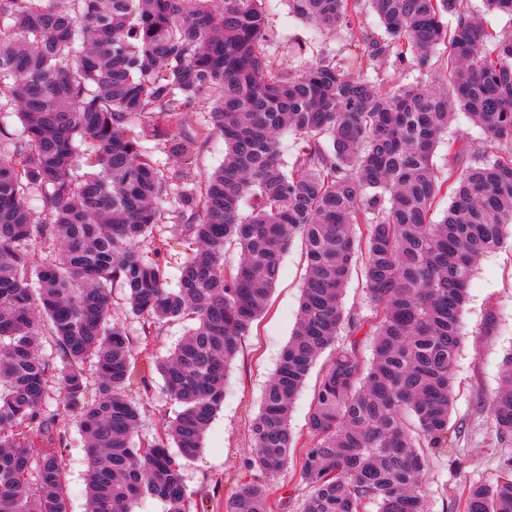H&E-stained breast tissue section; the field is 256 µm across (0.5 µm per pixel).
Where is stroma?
<instances>
[{"instance_id":"1","label":"stroma","mask_w":512,"mask_h":512,"mask_svg":"<svg viewBox=\"0 0 512 512\" xmlns=\"http://www.w3.org/2000/svg\"><path fill=\"white\" fill-rule=\"evenodd\" d=\"M270 23L281 38L305 42L302 59L310 64L320 54L338 52L342 44L337 36L312 39L308 26L290 14L286 0H278ZM304 274L301 246L296 243L282 258L280 278L265 311L242 340L229 369L224 404L206 432L204 448L184 467L185 484L202 512H225L228 498L257 480L246 465L251 454L250 426L296 324ZM462 322L463 347L457 362L452 422L459 429L453 452L464 466L456 468L445 457L431 460L423 488L428 512H458L453 487L488 484L500 473L503 451L496 444L485 404L498 389L503 359L512 349L511 238L476 266ZM131 395L144 404L133 437L137 443L153 439L163 421L172 419L179 409L157 374L150 377L147 389L132 390ZM53 435V446L66 465L70 512H85L86 468L76 416L60 414Z\"/></svg>"}]
</instances>
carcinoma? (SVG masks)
<instances>
[{"label":"carcinoma","instance_id":"cac0c4a2","mask_svg":"<svg viewBox=\"0 0 512 512\" xmlns=\"http://www.w3.org/2000/svg\"><path fill=\"white\" fill-rule=\"evenodd\" d=\"M287 2L363 55L299 68L270 59L269 0H0V112L21 123L0 119V512H69L63 458L49 447L54 382L83 437L89 512H135L146 498L191 512L183 462L201 453L229 365L297 237L299 317L247 467L272 477L299 457L300 512H426L430 456L453 445L467 284L512 227V31H489L467 0ZM369 13L381 31L367 29ZM382 64L384 85L363 73ZM199 103L210 122L190 131L184 113ZM459 113L482 144L462 142L443 173L435 151ZM168 134L183 157L173 171L156 158ZM214 135L224 164L200 175L197 150ZM174 243L189 254L173 288ZM360 255L366 314L343 306ZM115 283L146 337L194 321L155 363L180 411L143 448L132 444L141 409L127 395L135 354L112 317ZM45 334L58 363L40 352ZM328 349L300 446L292 404ZM486 409L511 446L512 352ZM501 469L461 488V512H512V455ZM283 509L259 482L226 503Z\"/></svg>","mask_w":512,"mask_h":512}]
</instances>
